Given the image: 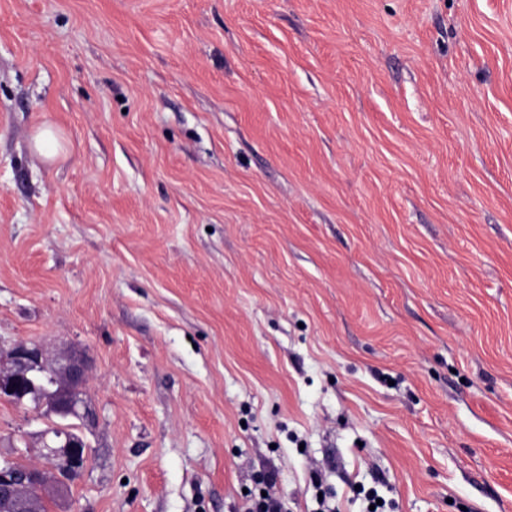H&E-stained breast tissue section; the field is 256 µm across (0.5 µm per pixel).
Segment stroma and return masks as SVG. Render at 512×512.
<instances>
[{"mask_svg": "<svg viewBox=\"0 0 512 512\" xmlns=\"http://www.w3.org/2000/svg\"><path fill=\"white\" fill-rule=\"evenodd\" d=\"M32 339L86 358L68 512H512V0H0ZM35 150L46 158L52 159L57 152L58 138L55 131L49 127L39 128L32 137ZM51 145V148H48ZM276 476L270 472L263 476L258 485H263L258 494L247 495L246 512H283L282 502L279 497L272 491L275 484ZM262 491L266 492V496H262Z\"/></svg>", "mask_w": 512, "mask_h": 512, "instance_id": "1", "label": "stroma"}]
</instances>
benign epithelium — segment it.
I'll return each mask as SVG.
<instances>
[{"label":"benign epithelium","instance_id":"7a95c632","mask_svg":"<svg viewBox=\"0 0 512 512\" xmlns=\"http://www.w3.org/2000/svg\"><path fill=\"white\" fill-rule=\"evenodd\" d=\"M85 383L81 355H51L38 341L0 348V398L28 402L51 421L39 435L43 462H20L17 448L0 465V512H43L49 493L64 495L62 478L84 468L88 449L78 429L93 421Z\"/></svg>","mask_w":512,"mask_h":512}]
</instances>
